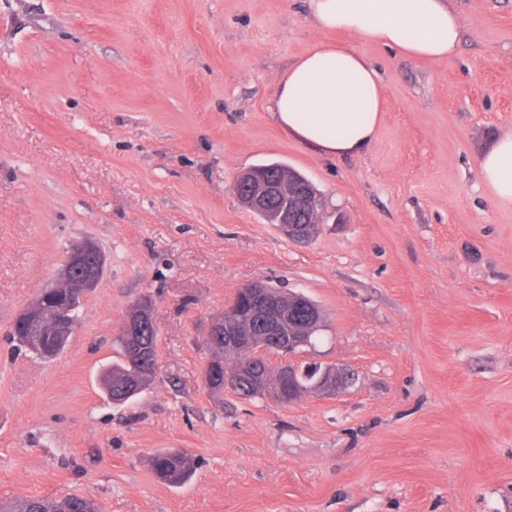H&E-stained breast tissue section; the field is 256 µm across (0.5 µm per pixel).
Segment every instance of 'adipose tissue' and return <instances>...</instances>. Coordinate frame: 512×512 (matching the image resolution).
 Listing matches in <instances>:
<instances>
[{
    "instance_id": "adipose-tissue-1",
    "label": "adipose tissue",
    "mask_w": 512,
    "mask_h": 512,
    "mask_svg": "<svg viewBox=\"0 0 512 512\" xmlns=\"http://www.w3.org/2000/svg\"><path fill=\"white\" fill-rule=\"evenodd\" d=\"M308 7L315 30L346 39L298 58L276 82L270 115L289 139L341 160L368 148L385 108L381 78L353 38L409 59L442 60L455 54L462 21L448 0H308ZM479 176L497 203L512 205V132L481 156Z\"/></svg>"
}]
</instances>
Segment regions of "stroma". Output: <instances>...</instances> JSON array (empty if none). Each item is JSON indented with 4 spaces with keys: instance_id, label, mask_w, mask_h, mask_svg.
Returning <instances> with one entry per match:
<instances>
[{
    "instance_id": "stroma-1",
    "label": "stroma",
    "mask_w": 512,
    "mask_h": 512,
    "mask_svg": "<svg viewBox=\"0 0 512 512\" xmlns=\"http://www.w3.org/2000/svg\"><path fill=\"white\" fill-rule=\"evenodd\" d=\"M457 53L354 45L385 109L330 160L270 119L324 41L307 0H0V502L67 492L103 512H512V206L478 160L512 131V0H452ZM280 162L320 193L296 242L236 175ZM95 242L103 276L64 351L17 350V314ZM306 295L309 354L352 374L291 403L216 393L214 318L246 283ZM154 304L158 373L103 395L130 304ZM189 455L188 482L150 465Z\"/></svg>"
}]
</instances>
